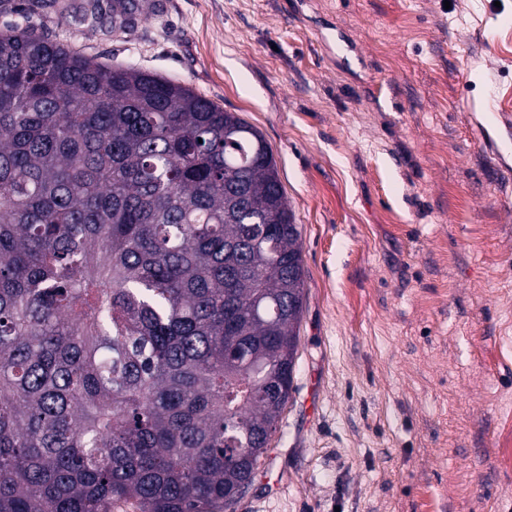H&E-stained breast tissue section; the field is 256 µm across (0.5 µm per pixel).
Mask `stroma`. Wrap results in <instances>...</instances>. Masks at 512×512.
Instances as JSON below:
<instances>
[{
	"instance_id": "1",
	"label": "stroma",
	"mask_w": 512,
	"mask_h": 512,
	"mask_svg": "<svg viewBox=\"0 0 512 512\" xmlns=\"http://www.w3.org/2000/svg\"><path fill=\"white\" fill-rule=\"evenodd\" d=\"M43 25L256 127L301 230L294 392L236 512H512V0H138ZM123 1V2H122ZM127 1V2H124ZM131 2L129 0H117L111 1L108 8L102 7L100 4V0H93L87 2L88 9L81 15L76 16L74 19L72 17V22L74 24H95L96 26H103L107 23L112 24L114 22V16L116 13L117 5L123 6L125 3ZM124 10H127L126 4L123 6ZM112 14V16L110 15Z\"/></svg>"
}]
</instances>
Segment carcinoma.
Here are the masks:
<instances>
[{
  "label": "carcinoma",
  "mask_w": 512,
  "mask_h": 512,
  "mask_svg": "<svg viewBox=\"0 0 512 512\" xmlns=\"http://www.w3.org/2000/svg\"><path fill=\"white\" fill-rule=\"evenodd\" d=\"M300 239L254 126L0 29V512H231L292 398Z\"/></svg>",
  "instance_id": "1"
}]
</instances>
